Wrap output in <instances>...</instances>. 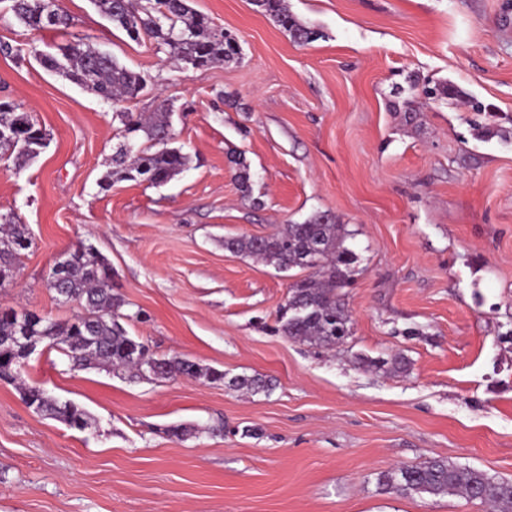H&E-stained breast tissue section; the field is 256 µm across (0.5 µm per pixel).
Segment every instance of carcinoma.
<instances>
[{
	"instance_id": "cac0c4a2",
	"label": "carcinoma",
	"mask_w": 512,
	"mask_h": 512,
	"mask_svg": "<svg viewBox=\"0 0 512 512\" xmlns=\"http://www.w3.org/2000/svg\"><path fill=\"white\" fill-rule=\"evenodd\" d=\"M191 0H155L151 9H139L134 0H92L97 12L131 39L144 36L156 40L158 48L186 68L201 70L215 63L235 59L240 49L230 36L212 32L209 19L190 6ZM265 15L301 44L315 38V32L288 10L284 0H254ZM10 10L33 29L68 26L61 10L49 12L47 0H11ZM65 52L44 57L52 70L86 91L118 107L132 101L146 88L145 76L120 64L111 54L76 38L63 46ZM170 113L162 108L150 114L119 111L112 119L123 125L125 142L112 154L111 175L124 180L162 186L181 172L189 157L170 148L173 139ZM150 142L138 145V134ZM46 133L36 126L31 113L9 101H0V153L14 155L22 168L45 147ZM350 237L340 224L325 214L302 224H288L263 236L224 238V249L273 264L279 269L299 268L308 274L288 289V300L279 317L278 331L288 338L315 348L333 349L351 335V315L341 290L351 285L350 266L356 254L347 245ZM31 245L28 227L14 214L0 216V288L12 283L19 273L20 252ZM52 271L49 287L62 302H78L84 313L72 321H58L13 309L0 311V380L20 374L19 360L27 346L45 342L65 355L73 370L106 367L115 373L132 372L147 380L186 377L226 383L234 390L258 393L269 384L255 376L226 374L215 368L180 357H156L139 338L128 334L119 322L134 320L139 313H120L125 305L113 293L109 264L96 252L76 247ZM363 364L378 371L404 373L408 362L402 357L366 359ZM25 404L71 428L90 425V417L70 400L50 397L39 386L23 390ZM378 485L388 492L433 496L459 492L472 501L489 505L493 512H512V481L496 479L483 470L461 468L444 458L404 466L380 474Z\"/></svg>"
}]
</instances>
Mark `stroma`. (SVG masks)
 I'll list each match as a JSON object with an SVG mask.
<instances>
[{"label": "stroma", "mask_w": 512, "mask_h": 512, "mask_svg": "<svg viewBox=\"0 0 512 512\" xmlns=\"http://www.w3.org/2000/svg\"><path fill=\"white\" fill-rule=\"evenodd\" d=\"M60 5L64 34L0 0V100L49 135L24 169L0 157V214L32 240L0 308L80 315L46 281L81 245L107 259L125 312L143 314L129 334L156 355L272 388L74 371L39 345L20 383L0 381V512H489L385 493L377 477L439 457L512 480V0H288L315 33L305 45L253 0H191L241 48L204 70L131 40L90 0ZM69 34L147 78L129 111L167 107L189 164L166 185L111 177L112 104L41 62ZM415 80L462 98L412 95ZM322 213L357 261L352 334L319 351L276 330L303 270L224 240ZM393 354L406 373L361 365ZM24 383L81 405L89 428L34 412ZM175 425L190 435H167Z\"/></svg>", "instance_id": "stroma-1"}]
</instances>
